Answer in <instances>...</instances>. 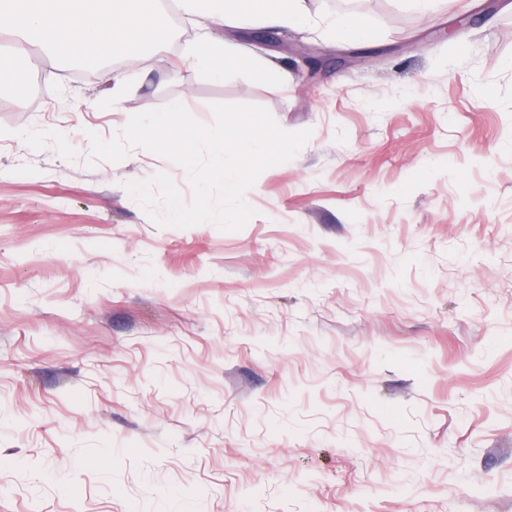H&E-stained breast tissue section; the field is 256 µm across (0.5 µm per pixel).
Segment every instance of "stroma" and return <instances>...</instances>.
<instances>
[{
    "instance_id": "1",
    "label": "stroma",
    "mask_w": 512,
    "mask_h": 512,
    "mask_svg": "<svg viewBox=\"0 0 512 512\" xmlns=\"http://www.w3.org/2000/svg\"><path fill=\"white\" fill-rule=\"evenodd\" d=\"M486 2L303 0L267 46L179 10L88 80L0 34L28 80L0 111V512H512V0ZM207 35L242 55L220 83L185 58ZM175 99L310 131L241 228L160 225L125 182L192 189L153 151L91 162Z\"/></svg>"
}]
</instances>
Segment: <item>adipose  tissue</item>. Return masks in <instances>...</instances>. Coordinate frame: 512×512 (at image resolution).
Listing matches in <instances>:
<instances>
[{
    "instance_id": "ef3b65f1",
    "label": "adipose tissue",
    "mask_w": 512,
    "mask_h": 512,
    "mask_svg": "<svg viewBox=\"0 0 512 512\" xmlns=\"http://www.w3.org/2000/svg\"><path fill=\"white\" fill-rule=\"evenodd\" d=\"M301 0H178L185 13L225 25L288 28ZM152 0H0V31L60 59L96 60L155 30Z\"/></svg>"
}]
</instances>
